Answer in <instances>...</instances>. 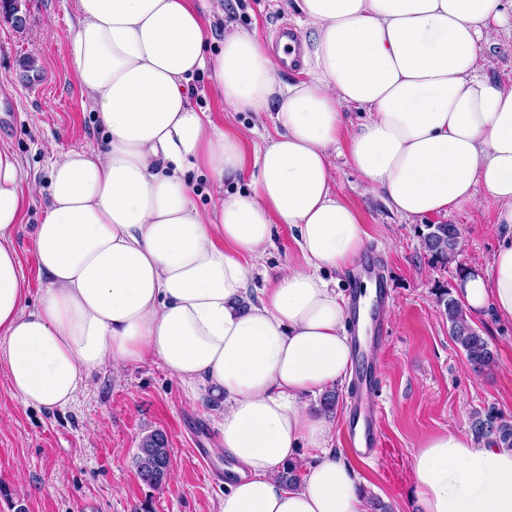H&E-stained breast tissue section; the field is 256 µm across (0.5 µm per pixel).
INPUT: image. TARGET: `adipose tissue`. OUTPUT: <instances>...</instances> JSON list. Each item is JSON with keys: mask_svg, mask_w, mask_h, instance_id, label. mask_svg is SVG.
Returning a JSON list of instances; mask_svg holds the SVG:
<instances>
[{"mask_svg": "<svg viewBox=\"0 0 512 512\" xmlns=\"http://www.w3.org/2000/svg\"><path fill=\"white\" fill-rule=\"evenodd\" d=\"M307 77L289 88L256 34L224 35L215 58L194 0H77L71 62L105 136L52 164L33 233L37 301L16 249L36 189L0 145V372L20 403L70 407L92 374L159 363L205 394L233 480L220 512H369L331 425L302 395L352 367L344 298L323 274L360 259L369 233L333 190L330 157L410 218L483 196L497 246L456 294L471 315L512 322V86L488 75L484 46L512 34V0H295ZM212 70L225 109L274 111L250 191L194 203L188 171L247 175L241 138L192 105ZM363 118L351 123L350 110ZM295 234L302 261L259 297L248 274ZM301 464L299 481L279 477ZM421 512H512V448L446 431L412 458Z\"/></svg>", "mask_w": 512, "mask_h": 512, "instance_id": "obj_1", "label": "adipose tissue"}]
</instances>
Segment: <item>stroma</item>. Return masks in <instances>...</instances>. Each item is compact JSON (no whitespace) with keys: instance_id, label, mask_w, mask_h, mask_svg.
I'll return each instance as SVG.
<instances>
[{"instance_id":"1","label":"stroma","mask_w":512,"mask_h":512,"mask_svg":"<svg viewBox=\"0 0 512 512\" xmlns=\"http://www.w3.org/2000/svg\"><path fill=\"white\" fill-rule=\"evenodd\" d=\"M212 20L211 53L225 30L255 31L269 43L280 23L298 17L287 0H197ZM29 21L14 26L0 14V143L10 145L40 191L29 198L17 237L19 258L32 295L43 286L32 245L40 223L51 163L57 154L102 145L91 101L81 94L68 55L76 0H28ZM33 68H24L26 59ZM211 72L197 75L193 103L228 134L261 141L273 133L272 113L226 110ZM336 194L369 227L368 248L383 263L391 303L379 345L376 393L382 446L371 458H356L368 500L390 512H419L411 497L412 455L431 435L470 433L474 416L495 412L512 418V323L477 316L474 326L489 342L496 363L474 371L448 335L438 296L459 276L488 268L497 239L493 210L483 197L464 209L406 219L371 192L346 155L333 156ZM429 224H455L464 244L444 264L425 250ZM293 234L277 225L274 245L250 274V288H263L279 268L299 262ZM164 431L171 448V478L154 489L138 476L133 457L143 436ZM217 432L208 405L190 399L181 383L154 363L95 373L75 404L57 413L24 407L0 377V512H218L231 475L216 454Z\"/></svg>"}]
</instances>
